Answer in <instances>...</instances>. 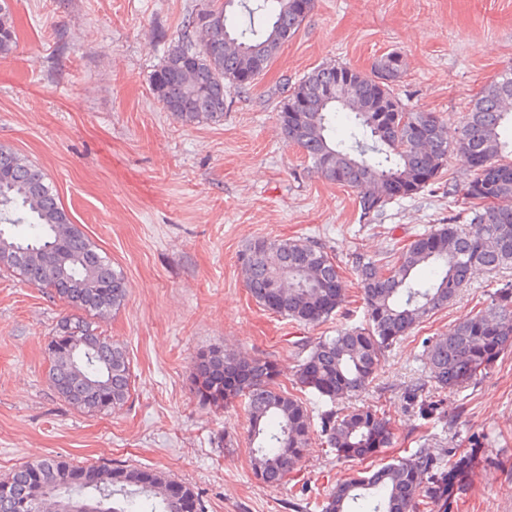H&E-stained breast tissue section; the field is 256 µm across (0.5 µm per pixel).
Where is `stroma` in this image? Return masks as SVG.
<instances>
[{
  "instance_id": "stroma-1",
  "label": "stroma",
  "mask_w": 512,
  "mask_h": 512,
  "mask_svg": "<svg viewBox=\"0 0 512 512\" xmlns=\"http://www.w3.org/2000/svg\"><path fill=\"white\" fill-rule=\"evenodd\" d=\"M211 0H9L18 46L0 57V145L37 164L80 224L120 268L125 305L98 322L123 346L132 390L91 415L48 379L45 345L71 309L50 290L0 270V480L56 455L83 465L159 469L198 493L202 512H321L338 480L428 446L445 455L431 512H512V349L475 384L437 388L426 350L475 314L512 269H480L448 307L414 327L352 403L384 413L391 447L337 459L321 434L323 404L308 398L311 438L297 472L266 485L250 464L247 420L233 404L201 405L196 353L220 347L273 360L292 389L300 345L366 322L351 258H381L436 224L468 221L473 174L456 156L438 183L358 221L357 193L314 173L285 145L277 113L313 70L370 73L403 60L394 90L433 112L456 138L484 88L512 68V0H316L314 10L252 86L230 88L219 122L187 125L166 112L150 79L190 13ZM258 237H311L341 267L344 302L328 321L290 322L249 295L239 256ZM420 401L405 397L413 384Z\"/></svg>"
}]
</instances>
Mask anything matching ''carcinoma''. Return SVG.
I'll return each mask as SVG.
<instances>
[{
  "instance_id": "obj_1",
  "label": "carcinoma",
  "mask_w": 512,
  "mask_h": 512,
  "mask_svg": "<svg viewBox=\"0 0 512 512\" xmlns=\"http://www.w3.org/2000/svg\"><path fill=\"white\" fill-rule=\"evenodd\" d=\"M212 23L189 14L181 38L168 49L151 79L153 95L185 124L224 118L226 89L251 63L269 68L281 35L293 37L302 21L290 0H229ZM238 43V54L224 53V38ZM17 42L7 0H0V55ZM396 53L380 57L367 75L353 81L355 97L367 105L358 112L327 101L328 88L348 67H321L290 87L278 112L283 142L295 146L325 180L358 189L360 220L370 223L398 198L417 194L419 176L429 167L439 180L448 155L466 161L486 157L464 192L473 201L469 227L436 224L383 259L360 255L353 261L369 325L348 328L319 340L300 359L299 389L330 408L321 415L327 447L345 460H364L393 439L389 420L371 408L336 410L339 400L356 396L375 379L382 358L416 325L452 302L477 267L491 272L512 268V112H502V93L512 95V69L488 87L448 143L442 117L411 112L393 86L403 70ZM349 124L348 136H334L336 110ZM245 287L255 302L282 318L304 325L327 321L343 303L340 267L322 244L305 239L257 238L240 257ZM0 267L38 288H48L76 314L57 325L47 345L54 355L49 380L54 391L86 413H105L124 405L131 392L129 361L123 347L97 332L94 319L125 305L124 274L99 245L73 224L42 170L0 145ZM512 346V284L506 283L476 314L437 337L427 347L435 385L458 390L476 382ZM274 361L240 358L211 347L196 353L192 383L198 400L222 407L235 402L249 423L254 476L279 484L298 465L311 435L305 402L277 382ZM437 451L423 447L378 469L336 482L325 494L322 512H418L421 480L433 478ZM90 467L58 456H44L14 470L0 484V512H26L23 502L47 491L56 497L78 495L99 504L101 512H194L193 489L158 470L112 467L107 483H76Z\"/></svg>"
}]
</instances>
